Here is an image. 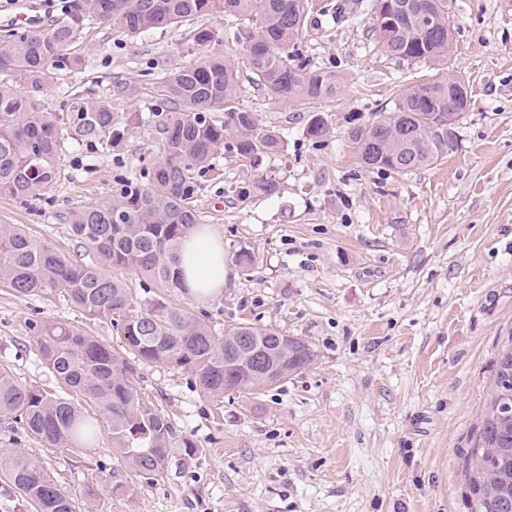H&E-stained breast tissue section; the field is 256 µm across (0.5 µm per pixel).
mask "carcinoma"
I'll return each instance as SVG.
<instances>
[{"label":"carcinoma","mask_w":512,"mask_h":512,"mask_svg":"<svg viewBox=\"0 0 512 512\" xmlns=\"http://www.w3.org/2000/svg\"><path fill=\"white\" fill-rule=\"evenodd\" d=\"M421 2L391 0L387 17L394 25L378 22L376 32L393 55L444 69L452 24L448 0H432L427 20L418 14ZM307 8V0H72L67 19L0 48V75L25 85L20 92L0 84V194L28 202L53 181L63 144L61 117L45 108L42 95L61 65L84 63L76 47L86 24L104 23L134 36L177 29L204 16L240 20L234 32L238 54L206 57L155 78L152 93L168 107L158 113L163 156L142 181H127L115 195L64 216L83 252L66 255L19 226L0 225L1 288L21 297H65L88 320L109 321L124 340L118 351L70 323L31 324L38 355L63 389L28 387L0 369V416L21 424L27 436L48 448H87L105 429L121 459L141 478L154 480L164 470L173 426L134 386L136 366L189 369L213 399L254 386L238 383L242 368L224 382V338L173 305L170 296L187 291L178 253L182 240L204 221L196 204L197 177L213 169L215 151L224 147L255 162L284 148L278 132L238 107L241 65L279 102L310 112V137L328 132L318 104L336 96L340 77L306 69L291 52ZM66 120L79 145L113 146L124 137L102 101L82 102ZM350 135L372 169L405 172L396 164L398 153L410 154L414 169L448 157L459 147L458 132L448 131V83L429 78L404 89L393 111L353 127ZM278 190L276 179L261 177L241 186L239 194L268 197ZM110 268H131L159 292L142 301ZM228 335L267 343L278 332L242 324ZM75 393L98 408L101 419L89 416L74 401ZM465 477L473 512H512V347L498 355L494 394L465 459ZM0 484L15 490L31 512H80L76 496L25 454L0 457Z\"/></svg>","instance_id":"obj_1"}]
</instances>
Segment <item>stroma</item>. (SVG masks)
<instances>
[{
    "label": "stroma",
    "instance_id": "stroma-1",
    "mask_svg": "<svg viewBox=\"0 0 512 512\" xmlns=\"http://www.w3.org/2000/svg\"><path fill=\"white\" fill-rule=\"evenodd\" d=\"M14 2L0 0V47L66 15L60 0H34L31 20L19 21ZM325 2L309 0L297 52L307 67L342 79L321 105L329 132L311 138L307 113L242 71L240 108L277 129L285 148L254 167L216 151L196 203L224 239V288L180 300L216 334L242 323L275 330L309 342L316 360L275 385L218 400L191 371L138 366L134 385L174 427L152 482L123 462L109 435L53 452L0 417V452L38 457L83 512H472L465 458L498 355L512 341V0H448L449 66L465 76L472 104L458 123V151L405 173L365 167L349 132L393 111L402 89L434 71L383 48L373 0H358L340 24L324 16ZM236 25L204 17L135 37L86 28L84 67L58 70L44 104L63 114L106 102L125 136L114 148L65 139L56 176L32 205L0 196V224L73 251L63 214L113 194L162 156L153 76L234 54ZM197 26L216 38L196 45ZM265 175L278 180V194L237 196V185ZM243 249L255 255L247 271L233 261ZM47 319L120 343L109 321L88 322L64 298L0 288V366L28 386L57 389L30 331Z\"/></svg>",
    "mask_w": 512,
    "mask_h": 512
}]
</instances>
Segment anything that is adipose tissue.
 I'll use <instances>...</instances> for the list:
<instances>
[{
	"instance_id": "1",
	"label": "adipose tissue",
	"mask_w": 512,
	"mask_h": 512,
	"mask_svg": "<svg viewBox=\"0 0 512 512\" xmlns=\"http://www.w3.org/2000/svg\"><path fill=\"white\" fill-rule=\"evenodd\" d=\"M185 284L190 296L202 299L224 287V243L221 235L207 227L195 229L180 253Z\"/></svg>"
}]
</instances>
